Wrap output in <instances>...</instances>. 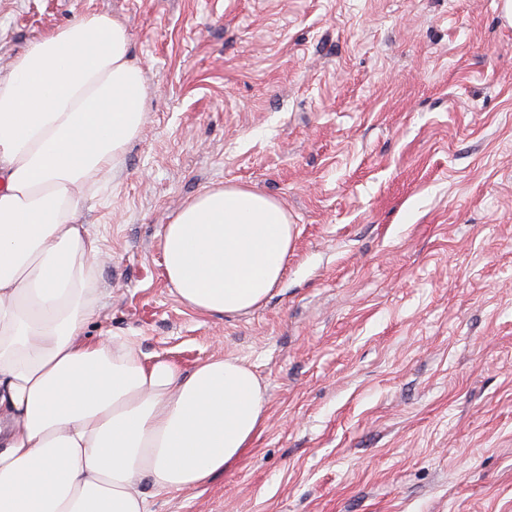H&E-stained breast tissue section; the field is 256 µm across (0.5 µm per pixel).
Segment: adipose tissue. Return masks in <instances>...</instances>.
Wrapping results in <instances>:
<instances>
[{"instance_id": "obj_1", "label": "adipose tissue", "mask_w": 512, "mask_h": 512, "mask_svg": "<svg viewBox=\"0 0 512 512\" xmlns=\"http://www.w3.org/2000/svg\"><path fill=\"white\" fill-rule=\"evenodd\" d=\"M130 34L88 13L30 41L0 73V512H152L233 468L266 419L235 359L192 370L127 336H86L103 251L82 202L147 120ZM293 227L277 200L206 189L160 233L170 288L233 317L282 279Z\"/></svg>"}]
</instances>
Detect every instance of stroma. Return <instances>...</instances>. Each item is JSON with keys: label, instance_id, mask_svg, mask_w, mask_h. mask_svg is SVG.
Segmentation results:
<instances>
[{"label": "stroma", "instance_id": "stroma-1", "mask_svg": "<svg viewBox=\"0 0 512 512\" xmlns=\"http://www.w3.org/2000/svg\"><path fill=\"white\" fill-rule=\"evenodd\" d=\"M126 25L147 123L80 210L107 257L86 333L221 354L266 421L152 512H512V11L499 0H0V68L88 12ZM287 209L282 281L198 314L159 233L207 188Z\"/></svg>", "mask_w": 512, "mask_h": 512}]
</instances>
